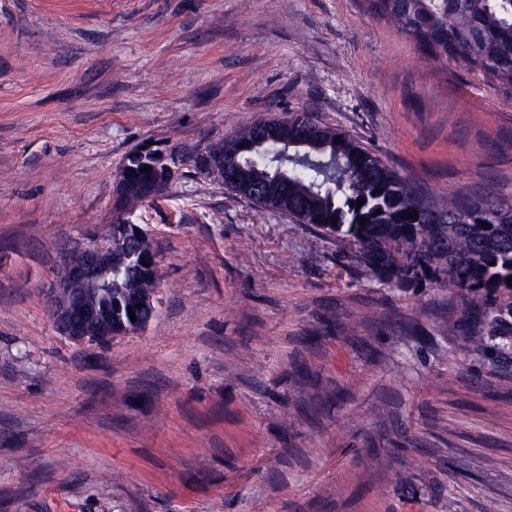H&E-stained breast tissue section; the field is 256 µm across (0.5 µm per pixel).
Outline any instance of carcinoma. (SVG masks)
Segmentation results:
<instances>
[{
    "label": "carcinoma",
    "instance_id": "obj_1",
    "mask_svg": "<svg viewBox=\"0 0 512 512\" xmlns=\"http://www.w3.org/2000/svg\"><path fill=\"white\" fill-rule=\"evenodd\" d=\"M367 10L411 37L421 54L459 61L512 93V0H364ZM264 118L241 127L207 146L228 168L244 165L256 185L276 178L270 163H254L256 129ZM340 144H335V141ZM280 162L286 174L278 186L284 214L318 229L348 251L354 262L393 288L428 281L464 293L482 305L487 318H512V307L499 305L512 295V207L498 224L492 214L500 205L497 192L477 197H430L421 193L370 149L345 131L318 124L308 112H297L283 131ZM379 194H373V191ZM359 199L365 200L356 207ZM482 208L470 224H433L435 216ZM381 214H376V211ZM413 217L406 218L404 213ZM365 224H360V218ZM489 224L483 228V224ZM100 238L112 239V250L99 276L111 287L84 284L87 301L121 333L149 320L140 298L158 287L161 270L142 268L157 255L148 234L131 242L122 223L106 225ZM136 321H131L128 308Z\"/></svg>",
    "mask_w": 512,
    "mask_h": 512
}]
</instances>
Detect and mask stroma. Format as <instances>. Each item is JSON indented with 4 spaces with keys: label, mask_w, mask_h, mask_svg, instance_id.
<instances>
[{
    "label": "stroma",
    "mask_w": 512,
    "mask_h": 512,
    "mask_svg": "<svg viewBox=\"0 0 512 512\" xmlns=\"http://www.w3.org/2000/svg\"><path fill=\"white\" fill-rule=\"evenodd\" d=\"M304 110L431 193L512 201V94L362 0H0V512H512V322L197 170ZM146 143L177 158L133 215L158 311L73 342L45 290Z\"/></svg>",
    "instance_id": "stroma-1"
}]
</instances>
